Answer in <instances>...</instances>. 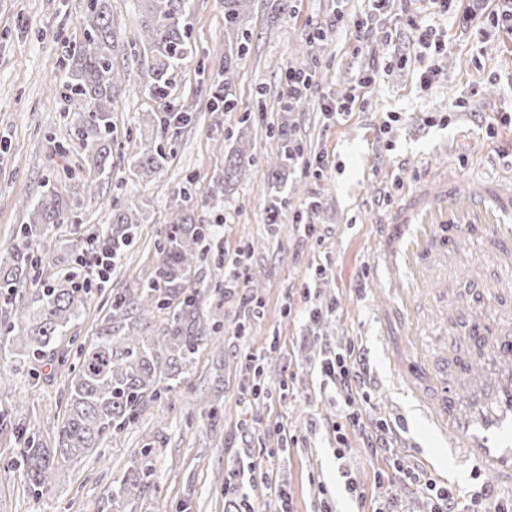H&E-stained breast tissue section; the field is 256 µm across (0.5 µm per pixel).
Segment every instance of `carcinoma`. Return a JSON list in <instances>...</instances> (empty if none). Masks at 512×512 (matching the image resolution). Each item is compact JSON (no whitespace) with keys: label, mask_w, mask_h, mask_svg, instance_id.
Here are the masks:
<instances>
[{"label":"carcinoma","mask_w":512,"mask_h":512,"mask_svg":"<svg viewBox=\"0 0 512 512\" xmlns=\"http://www.w3.org/2000/svg\"><path fill=\"white\" fill-rule=\"evenodd\" d=\"M142 15L136 42L151 57L149 95L157 103L147 122L156 133L168 124L167 98L174 72L193 57L185 20L192 0H136ZM253 0H224V67L221 76L230 86L235 78V62L249 41L244 19ZM120 47L112 28L109 0H88L85 21L68 40L62 63L64 75L51 85V91L68 103L67 125L71 147L84 155L87 174L69 178L66 193L45 184L42 193L26 205L27 222L20 226L17 244L9 259L0 260V295L7 298L24 292L12 303L9 321L0 325V350L6 349L16 374L38 377V363L52 356L57 369H66L67 390L61 425L56 431V447L46 448L21 421V406L10 410L20 421L15 430L19 448L16 457L28 485L38 492L48 490L56 463L82 458L103 447L111 436L136 423L149 399L169 393L173 386L164 376L179 372L193 361L208 321L198 315L200 291L189 287L192 269L205 259L202 241L204 224H187L177 212L160 230L158 261L154 270L135 287L112 289L108 313L96 340L77 347L75 355L57 354L54 349L68 338L72 323L79 317L84 293L92 286L67 278L59 280L53 266L42 258L40 243L49 227L65 224L73 211L94 197L99 183L112 169V98L122 75L116 66ZM248 132L240 131L236 157L225 166L224 181L213 182L210 197L218 198L223 184L237 179L253 162ZM167 162V155L155 139L141 144L136 165L141 179H156ZM119 229L112 235L122 257L141 223L139 206L130 204L113 215ZM39 287L28 289L29 276ZM163 311L166 317L161 335L145 333V326ZM153 471V449L140 452L124 481L110 488V501L121 503L130 485H141Z\"/></svg>","instance_id":"cac0c4a2"}]
</instances>
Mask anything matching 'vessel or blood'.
<instances>
[{
    "label": "vessel or blood",
    "instance_id": "b4317fda",
    "mask_svg": "<svg viewBox=\"0 0 512 512\" xmlns=\"http://www.w3.org/2000/svg\"><path fill=\"white\" fill-rule=\"evenodd\" d=\"M379 242L385 321L401 337L382 343L392 383L458 467L512 488V175L437 169L387 215ZM463 251L470 282L492 269L497 290L456 291ZM443 304L431 350L414 325Z\"/></svg>",
    "mask_w": 512,
    "mask_h": 512
}]
</instances>
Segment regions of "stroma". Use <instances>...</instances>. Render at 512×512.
<instances>
[{
    "label": "stroma",
    "mask_w": 512,
    "mask_h": 512,
    "mask_svg": "<svg viewBox=\"0 0 512 512\" xmlns=\"http://www.w3.org/2000/svg\"><path fill=\"white\" fill-rule=\"evenodd\" d=\"M88 0H0V251L17 239L25 204L45 179L66 181L83 161L62 153L68 141L65 101L50 93L64 55V39L78 27ZM460 12L483 25H452L434 0H412L410 14L433 26L440 49L419 52L398 0H387L368 45L355 38L367 0H254L246 27L252 37L237 61L227 93L230 112L211 109L224 65V0H194L186 24L196 54L175 72L172 99L188 111L162 138L168 151L164 171L144 183L132 166L144 119L154 108L144 87V53H122L126 77L112 101V176L105 198L86 201L76 223L55 225L42 243L43 255L59 274L81 272L88 242L112 230V210L142 205L134 244L114 264L107 287L85 296L72 327L79 342L91 343L108 309V291L135 286L157 261L158 232L180 210L195 223L216 224L213 257L191 275L204 296L200 314L219 319L208 330L192 363L183 367L172 392L150 400L134 425L109 439L100 454L56 467L43 495L30 491L13 463L11 425L0 426V512H112L108 491L121 480L142 448L155 450L147 486L132 489L125 512H236L248 500L254 512H280L288 497L292 512H322L319 486H326L335 512H357L348 490L355 484L367 499L400 500L408 512H424L423 497L405 482L378 484L379 462L361 448L353 431L336 439V399L315 363L322 348L360 346L376 374L370 420H394L403 451L421 460L433 478L460 491L461 512L487 476L455 468L423 421L388 385L377 351L382 301L371 288L372 252L386 211L431 166L452 162L467 175L512 172V131L485 133L492 113L512 111V34L495 28L494 15L512 10V0H458ZM437 72L422 86L424 66ZM313 70L314 82L293 111H284L285 67ZM371 76L368 94L349 117L330 118L328 99H344L357 81ZM249 116L250 153L256 163L224 196L206 200L224 174L226 156ZM288 123L302 146L281 177L288 205L279 223L267 221L271 182L264 167L279 144L270 130ZM329 164L320 177L307 172L315 154ZM196 178L188 197L173 190L187 175ZM309 199L317 206L308 221L316 236L304 235L294 212ZM246 250L240 291L224 290L223 251ZM321 300L338 298L339 308L308 322L305 291ZM259 300L258 314L243 319V298ZM67 378L44 366L39 379L18 377L0 390V410L23 404L26 425L53 447ZM256 464L243 497L225 494L243 455Z\"/></svg>",
    "instance_id": "obj_1"
}]
</instances>
